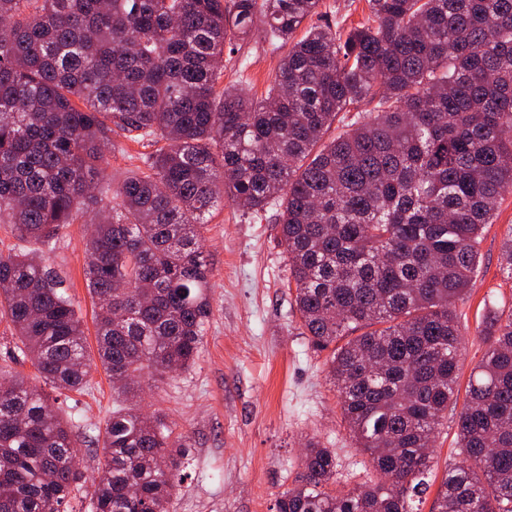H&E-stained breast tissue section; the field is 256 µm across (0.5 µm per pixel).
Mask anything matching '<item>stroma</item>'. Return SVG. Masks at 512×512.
Returning <instances> with one entry per match:
<instances>
[{
	"mask_svg": "<svg viewBox=\"0 0 512 512\" xmlns=\"http://www.w3.org/2000/svg\"><path fill=\"white\" fill-rule=\"evenodd\" d=\"M368 14L366 0H321L314 23L349 32ZM282 51L262 37L236 41L224 54V85L246 75L249 94L262 96L272 83ZM247 70H240V63ZM108 155L112 186L144 168L155 149L148 141L116 136ZM274 210L243 212L226 201L206 214L204 247L212 268L211 315L192 368L143 383L142 405L161 412L174 435L190 445L186 477L169 512H275V501L294 486L303 469L305 438L335 449L336 488L348 490L372 477L366 455L356 450L342 421L337 393L327 380L328 352L312 348L299 328L288 256L280 242ZM512 234V194L505 195L493 224L480 239V268L455 311L466 338L459 383L467 385L487 344L481 334L487 309L512 315V280L500 267L501 244ZM87 225L76 221L62 231L51 261L77 307L85 328L86 354L96 358L94 302L87 287ZM112 380L92 370L84 390L61 398L63 415L75 420L79 463L85 477L66 512H91V483L102 456L106 421L112 412ZM459 411L449 408L432 440L435 480L420 512H431L447 466L459 461Z\"/></svg>",
	"mask_w": 512,
	"mask_h": 512,
	"instance_id": "obj_1",
	"label": "stroma"
}]
</instances>
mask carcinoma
<instances>
[{
    "mask_svg": "<svg viewBox=\"0 0 512 512\" xmlns=\"http://www.w3.org/2000/svg\"><path fill=\"white\" fill-rule=\"evenodd\" d=\"M367 2L347 34L297 39L320 0H0V223L40 245L0 253V314L14 360L60 395L85 386L95 363L49 255L91 216L98 356L121 381L93 512H167L184 479L187 441L140 392L195 364L211 312L202 218L220 197L279 206L300 328L331 350L342 420L377 475L336 491V452L309 437L276 512H415L457 403L454 304L512 193V0ZM255 33L288 47L265 96L217 91L224 47ZM116 129L158 148L109 198ZM483 333L457 420L466 463L431 512H512V316ZM74 447L41 388L0 380V512H62Z\"/></svg>",
    "mask_w": 512,
    "mask_h": 512,
    "instance_id": "carcinoma-1",
    "label": "carcinoma"
}]
</instances>
